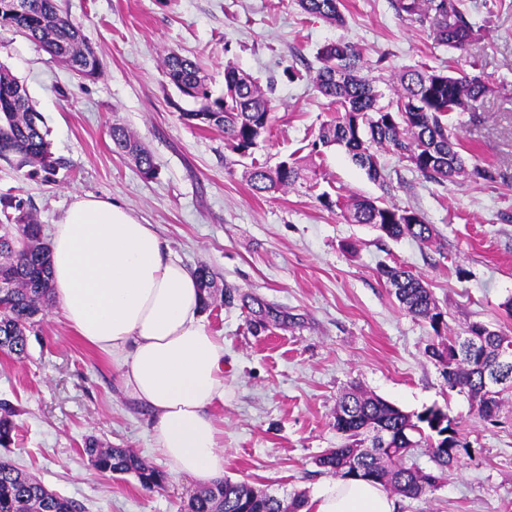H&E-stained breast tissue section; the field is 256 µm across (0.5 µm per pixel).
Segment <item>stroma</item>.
Here are the masks:
<instances>
[{
    "mask_svg": "<svg viewBox=\"0 0 512 512\" xmlns=\"http://www.w3.org/2000/svg\"><path fill=\"white\" fill-rule=\"evenodd\" d=\"M61 13L97 51L103 72L84 79L11 27H0V64L26 87L63 162L51 179L15 172L0 160V198L52 226L73 192L106 195L155 225L191 268L209 265L224 283L296 315L294 325L258 333L241 307L205 313L224 339V399L211 412L223 428L224 474L277 496L313 493L328 480L315 464L337 447L339 395L351 386L408 413L435 406L458 421L470 444L434 492L401 498V512H512V389L500 422L477 418L466 396L449 392L425 353L436 333L403 310L379 272L403 265L434 292L451 336L482 322L512 336V0H466L480 26L458 51L438 44L429 27L397 15L392 0H343L336 26L303 14L296 0H57ZM343 41L364 51L367 73L387 91L391 72L421 63L472 68L493 86L476 102L479 121L461 115L455 132L496 182L460 177L439 185L384 153V181L369 178L343 147L312 155L307 145L333 112L309 80L285 68L317 69L318 50ZM196 59L214 95L224 68L251 74L270 93L271 128L255 158L276 164L297 155L333 194L382 197L415 209L431 242L392 240L367 224L324 208L316 192L254 194L250 161L222 131L200 130L180 112L194 103L168 81L164 52ZM125 126L151 153L154 178L114 152L109 130ZM18 362L0 353V400L17 405L18 437L0 449L81 512H179L197 489L170 476L164 489H143L134 476L93 469L81 455L86 436L134 449L156 466L149 413L131 401L111 355L86 345L51 307Z\"/></svg>",
    "mask_w": 512,
    "mask_h": 512,
    "instance_id": "obj_1",
    "label": "stroma"
}]
</instances>
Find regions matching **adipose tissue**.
<instances>
[{"mask_svg":"<svg viewBox=\"0 0 512 512\" xmlns=\"http://www.w3.org/2000/svg\"><path fill=\"white\" fill-rule=\"evenodd\" d=\"M55 299L75 334L111 354L126 395L150 411L154 444L174 473L224 474V341L204 323L196 277L153 225L112 198L75 192L49 237ZM311 512H397L375 482L318 485Z\"/></svg>","mask_w":512,"mask_h":512,"instance_id":"ef3b65f1","label":"adipose tissue"}]
</instances>
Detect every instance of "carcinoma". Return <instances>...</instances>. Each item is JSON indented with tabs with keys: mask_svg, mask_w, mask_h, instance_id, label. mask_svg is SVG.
<instances>
[{
	"mask_svg": "<svg viewBox=\"0 0 512 512\" xmlns=\"http://www.w3.org/2000/svg\"><path fill=\"white\" fill-rule=\"evenodd\" d=\"M301 10L334 24L344 22L342 0H296ZM465 0H394L398 15L419 24L427 23L434 40L451 49L462 50L479 29L464 7ZM0 26H10L38 43L45 51L84 78L102 73L101 61L82 30L62 15L56 0H27L21 13L0 12ZM320 67L312 77L316 90L328 99L336 117L320 126L312 150L339 145L368 176L384 178L381 156L392 152L406 159L424 179L438 184L465 175L475 184L493 183L499 173L479 161L467 164L468 149L451 132L454 119L472 111V104L492 92L481 76L464 69L446 70L421 66L404 68L395 75L393 96L379 103L374 81L364 73L362 50L351 43L332 42L318 52ZM162 66L169 82L197 108L182 117L201 129L224 132L237 153L263 140L273 110L272 102L249 75L233 66L224 69V93L213 96L199 66L177 53L164 55ZM26 88L9 69L0 66V157L14 162L17 169L33 167L52 176L61 162L38 124ZM118 152L132 158L146 178L155 176V166L146 147L125 127L110 130ZM307 179L295 162L283 160L275 167L255 164L249 185L256 194L285 191ZM327 209L337 208L352 224H371L390 239L431 241L434 229L419 212L377 199L317 196ZM18 213L11 217L8 209ZM6 223L0 224V352L21 362L27 358L28 336L53 305L50 249L43 225L29 212L10 201L3 202ZM194 273L203 293L204 308L216 301L231 306L241 302L248 309V323L255 331L271 326L286 328L296 317L273 303L228 285L219 286L216 274L205 265ZM382 276L393 289L403 309L431 324L436 335L446 325L434 293L425 282L405 268L385 266ZM484 343L470 350L461 338L441 340L427 348V355L443 369L448 390L465 392L471 398L483 389V372L509 371L497 360L512 356V336L500 332L477 336ZM500 397L479 401L473 413L484 421L499 416ZM18 410L0 401V447L15 443ZM448 413L429 407L409 414L382 398L358 389L343 393L336 404L334 427L343 443L321 455L316 464L340 478L376 481L391 492L418 498L433 492L440 480L468 453V445H446L436 428L438 415ZM428 449L437 473L427 472L412 461L417 448ZM83 455L100 472L129 474L142 488L161 490L167 473L130 448H114L89 436ZM307 505L301 493L278 497L247 481L222 478L192 491L181 512H302ZM0 512H77L74 501L49 489L34 476L9 460H0Z\"/></svg>",
	"mask_w": 512,
	"mask_h": 512,
	"instance_id": "1",
	"label": "carcinoma"
}]
</instances>
